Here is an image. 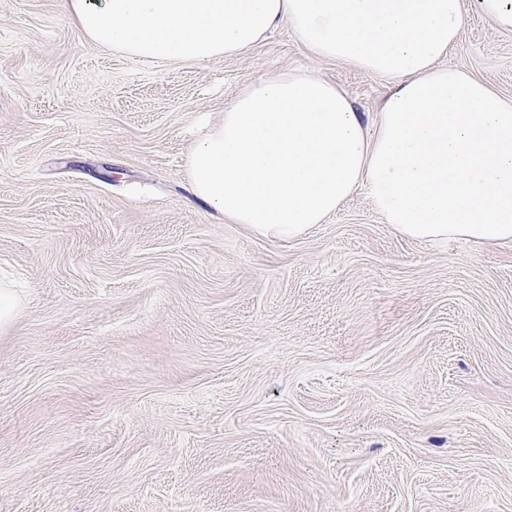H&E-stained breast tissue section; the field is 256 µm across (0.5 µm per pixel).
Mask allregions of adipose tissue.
Listing matches in <instances>:
<instances>
[{
  "label": "adipose tissue",
  "mask_w": 512,
  "mask_h": 512,
  "mask_svg": "<svg viewBox=\"0 0 512 512\" xmlns=\"http://www.w3.org/2000/svg\"><path fill=\"white\" fill-rule=\"evenodd\" d=\"M91 42L206 63L287 26L316 57L394 79L374 125L305 73L255 81L189 151L197 198L226 221L294 239L358 189L395 232L512 242V98L443 59L466 0H63Z\"/></svg>",
  "instance_id": "obj_1"
}]
</instances>
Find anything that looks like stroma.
<instances>
[{
  "label": "stroma",
  "instance_id": "35a3bbf8",
  "mask_svg": "<svg viewBox=\"0 0 512 512\" xmlns=\"http://www.w3.org/2000/svg\"><path fill=\"white\" fill-rule=\"evenodd\" d=\"M444 62L512 97L476 5ZM296 72L370 123L392 86L287 27L155 64L0 0V512H512V243L403 237L363 189L270 239L190 193L225 102ZM19 297L11 288L0 289V334L6 333L19 310Z\"/></svg>",
  "mask_w": 512,
  "mask_h": 512
}]
</instances>
